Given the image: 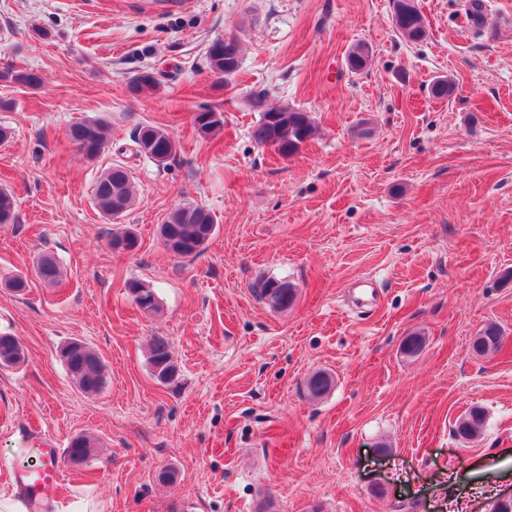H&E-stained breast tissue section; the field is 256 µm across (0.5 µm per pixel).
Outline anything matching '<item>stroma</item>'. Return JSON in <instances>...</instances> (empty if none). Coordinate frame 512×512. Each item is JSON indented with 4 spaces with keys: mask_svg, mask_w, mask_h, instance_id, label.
I'll list each match as a JSON object with an SVG mask.
<instances>
[{
    "mask_svg": "<svg viewBox=\"0 0 512 512\" xmlns=\"http://www.w3.org/2000/svg\"><path fill=\"white\" fill-rule=\"evenodd\" d=\"M417 0L427 27L410 42L392 0H0V67L43 77L0 83V187L15 220L0 224V333L24 360L0 367V495L37 469L44 431L92 435L81 466L47 512H489L512 491V0ZM237 37L239 71L207 66L215 39ZM368 43L365 69L351 46ZM157 92L133 95L141 72ZM454 81L433 98L435 78ZM308 112L315 131L283 157L260 147L247 98ZM224 114L204 139L192 119ZM109 127L105 152L83 157L67 131ZM143 125L177 143L168 166L130 150ZM130 167L132 208L114 222L94 204L97 177ZM197 204L217 230L189 257L163 246L159 226ZM137 249L113 253L115 224ZM63 270L49 285L39 258ZM26 276L17 292L8 283ZM290 282L275 310L260 281ZM157 293L144 313L126 288ZM499 351L478 355L487 324ZM421 336L413 356L406 337ZM167 337L178 368L158 381L148 341ZM96 350L106 383L89 396L58 351ZM333 377L320 398L315 371ZM480 438L454 433L472 407ZM178 471L175 484L157 481ZM0 83H7L15 87L36 89L42 84V77L34 70L8 65L0 67ZM193 125L200 137L210 139L217 137L224 130V114L211 107L195 112ZM274 286L277 287L273 288ZM254 291L260 299L276 310H285L291 307L296 296L295 288L290 282L277 279L259 282ZM502 332L498 325L490 323L486 325L480 336L473 341V350L478 355H485L498 351L502 345Z\"/></svg>",
    "mask_w": 512,
    "mask_h": 512,
    "instance_id": "stroma-1",
    "label": "stroma"
}]
</instances>
